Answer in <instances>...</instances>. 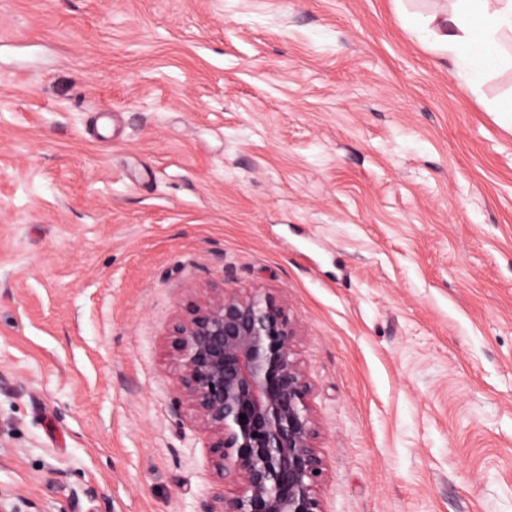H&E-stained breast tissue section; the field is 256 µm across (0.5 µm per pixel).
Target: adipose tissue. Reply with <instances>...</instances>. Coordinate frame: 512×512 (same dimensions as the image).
<instances>
[{
  "mask_svg": "<svg viewBox=\"0 0 512 512\" xmlns=\"http://www.w3.org/2000/svg\"><path fill=\"white\" fill-rule=\"evenodd\" d=\"M409 28L448 55L455 69L466 73L471 90H478L487 77L476 60V46L489 49L501 65L512 66V0H451L448 10L413 16Z\"/></svg>",
  "mask_w": 512,
  "mask_h": 512,
  "instance_id": "adipose-tissue-1",
  "label": "adipose tissue"
}]
</instances>
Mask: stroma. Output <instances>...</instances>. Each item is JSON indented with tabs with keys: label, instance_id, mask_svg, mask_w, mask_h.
Returning <instances> with one entry per match:
<instances>
[{
	"label": "stroma",
	"instance_id": "stroma-1",
	"mask_svg": "<svg viewBox=\"0 0 512 512\" xmlns=\"http://www.w3.org/2000/svg\"><path fill=\"white\" fill-rule=\"evenodd\" d=\"M448 0H0V491L207 512L166 335L213 287L300 325L325 512H512V70ZM450 1L446 12L413 16L409 28L418 38H431L435 48L448 55L455 70L466 73L469 88L476 92L487 77L476 60L477 45L489 49L502 66L512 67V1Z\"/></svg>",
	"mask_w": 512,
	"mask_h": 512
}]
</instances>
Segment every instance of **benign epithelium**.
I'll list each match as a JSON object with an SVG mask.
<instances>
[{"label":"benign epithelium","mask_w":512,"mask_h":512,"mask_svg":"<svg viewBox=\"0 0 512 512\" xmlns=\"http://www.w3.org/2000/svg\"><path fill=\"white\" fill-rule=\"evenodd\" d=\"M299 336L285 302L260 287L213 288L172 326L175 390L235 487L207 512H324L325 464Z\"/></svg>","instance_id":"benign-epithelium-1"}]
</instances>
